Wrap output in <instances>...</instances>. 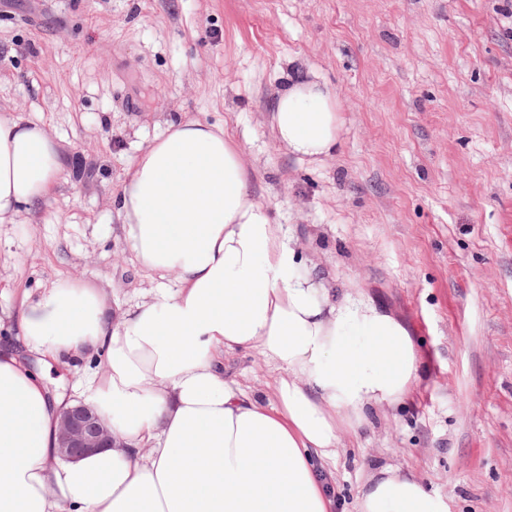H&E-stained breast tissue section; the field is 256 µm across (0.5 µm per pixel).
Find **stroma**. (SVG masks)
<instances>
[{
	"instance_id": "stroma-1",
	"label": "stroma",
	"mask_w": 512,
	"mask_h": 512,
	"mask_svg": "<svg viewBox=\"0 0 512 512\" xmlns=\"http://www.w3.org/2000/svg\"><path fill=\"white\" fill-rule=\"evenodd\" d=\"M296 69L336 92L343 149L277 143L270 106ZM43 123L64 173L0 224V317L76 277L109 308L151 287L114 200L167 121L223 125L256 198L303 255L397 317L412 391L343 434L335 512L392 466L453 512H512V0H15L0 6V113ZM225 374L274 406L258 351Z\"/></svg>"
}]
</instances>
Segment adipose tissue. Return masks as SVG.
<instances>
[{"mask_svg":"<svg viewBox=\"0 0 512 512\" xmlns=\"http://www.w3.org/2000/svg\"><path fill=\"white\" fill-rule=\"evenodd\" d=\"M271 113L298 160L340 149L337 96L317 77L290 75ZM62 172L44 125L0 114V224L44 203ZM250 184L223 127L168 122L116 198L123 240L155 287L117 314L79 278L25 295L0 342V512H334L342 434L408 397L419 354L396 317L303 261ZM250 349L284 370L276 406L224 376L225 352ZM90 356L104 366L71 396L32 368ZM77 401L108 419L117 445L65 461L59 415ZM357 507L451 512L391 467L362 483Z\"/></svg>","mask_w":512,"mask_h":512,"instance_id":"obj_1","label":"adipose tissue"}]
</instances>
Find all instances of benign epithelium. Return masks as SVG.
Masks as SVG:
<instances>
[{"label":"benign epithelium","mask_w":512,"mask_h":512,"mask_svg":"<svg viewBox=\"0 0 512 512\" xmlns=\"http://www.w3.org/2000/svg\"><path fill=\"white\" fill-rule=\"evenodd\" d=\"M107 419L82 402L66 408L59 421L58 449L65 460L113 446Z\"/></svg>","instance_id":"1"}]
</instances>
